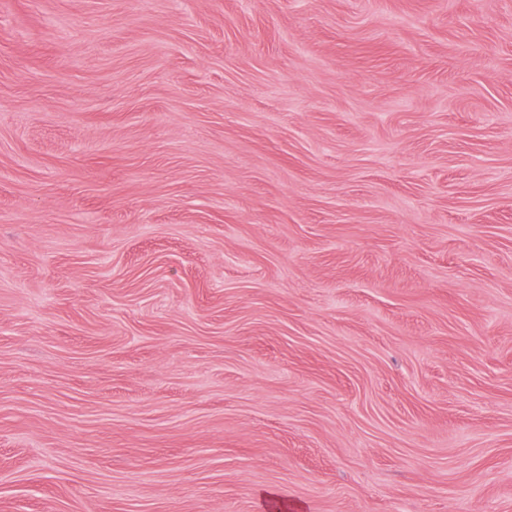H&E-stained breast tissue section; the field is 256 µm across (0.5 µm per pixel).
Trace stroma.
Segmentation results:
<instances>
[{
    "label": "stroma",
    "mask_w": 512,
    "mask_h": 512,
    "mask_svg": "<svg viewBox=\"0 0 512 512\" xmlns=\"http://www.w3.org/2000/svg\"><path fill=\"white\" fill-rule=\"evenodd\" d=\"M0 512H512V0H0Z\"/></svg>",
    "instance_id": "stroma-1"
}]
</instances>
